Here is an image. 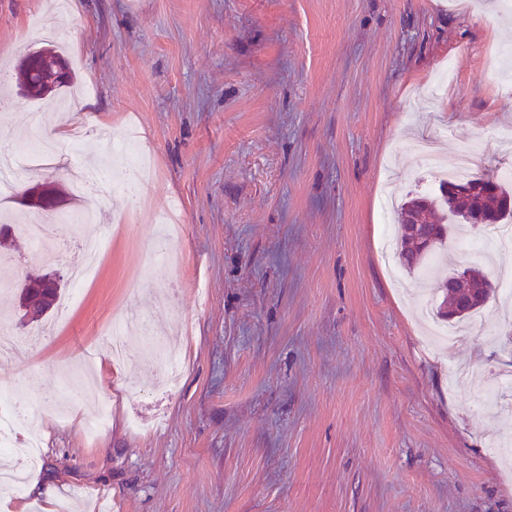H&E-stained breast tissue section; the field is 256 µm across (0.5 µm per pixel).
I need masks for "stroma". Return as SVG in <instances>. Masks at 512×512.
Here are the masks:
<instances>
[{"instance_id": "35a3bbf8", "label": "stroma", "mask_w": 512, "mask_h": 512, "mask_svg": "<svg viewBox=\"0 0 512 512\" xmlns=\"http://www.w3.org/2000/svg\"><path fill=\"white\" fill-rule=\"evenodd\" d=\"M50 3L0 0V141L27 137L40 107L13 71L54 46L29 27L55 24ZM63 20L74 80L49 116L70 131L63 165L22 188L70 190L67 163L98 155L111 168L101 128H135L151 176L142 209L109 192L95 223L63 224L72 264L76 237L107 236L99 274L56 335L0 356V385L41 405L34 471L52 512H512V458L487 447L512 443V413L473 405L512 369V317L489 301L485 332L428 346L422 310L442 295L390 277L379 243L398 216L378 205L437 192L418 140L447 160L479 140L475 173L512 170L503 0H70ZM173 201L183 231L145 268L150 218ZM8 253L0 317L25 337L15 288L40 261L20 233ZM507 258L450 240L429 261L500 290ZM121 315L183 330L185 361L171 389L151 361L104 366L109 424L91 440L80 408L54 414L61 379Z\"/></svg>"}]
</instances>
